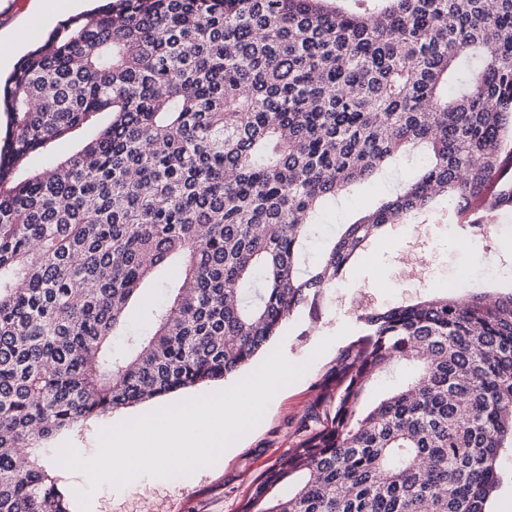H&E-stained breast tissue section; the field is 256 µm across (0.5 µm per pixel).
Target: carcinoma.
<instances>
[{"label":"carcinoma","instance_id":"cac0c4a2","mask_svg":"<svg viewBox=\"0 0 512 512\" xmlns=\"http://www.w3.org/2000/svg\"><path fill=\"white\" fill-rule=\"evenodd\" d=\"M0 82V512H71L34 448L238 373L390 224L512 212V0H104ZM75 150L54 157L61 140ZM320 261L309 228L415 149ZM42 157L46 165H31ZM168 301L148 293L172 267ZM148 308L151 330H128ZM327 426L242 512H485L512 292L362 308ZM124 337L121 350L112 338ZM414 371L369 401L394 365Z\"/></svg>","mask_w":512,"mask_h":512}]
</instances>
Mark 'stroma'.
I'll list each match as a JSON object with an SVG mask.
<instances>
[{
	"instance_id": "stroma-1",
	"label": "stroma",
	"mask_w": 512,
	"mask_h": 512,
	"mask_svg": "<svg viewBox=\"0 0 512 512\" xmlns=\"http://www.w3.org/2000/svg\"><path fill=\"white\" fill-rule=\"evenodd\" d=\"M58 16L46 14L40 0H0V41L13 40L24 32L26 41L15 42L9 58L0 61V74L9 75L20 58L40 43L56 26ZM413 173L404 161H392L376 184L344 195L331 205L321 224L315 226L306 247L307 261H317L325 240L339 225L347 224L370 209L379 195L394 192ZM493 251L484 240L462 243L449 234L452 219L447 204L417 218L412 224H395L374 239L363 258L352 263L337 288L320 299L314 311H299L286 324L277 342L295 363L309 362L301 379L283 388L270 402L261 422L238 439L234 449L214 466L189 476L157 479L143 476L124 488L105 485L95 494L91 512H240L254 484L277 461L321 429L336 401V363L340 353L355 339L359 324L354 311L359 304L389 306L436 293L438 286L464 279L466 284L500 292L499 276L483 272L486 264H512V215L496 216ZM417 251L424 261L405 265V252ZM350 334H341L342 326ZM335 341L319 359L310 354L327 336ZM72 444L82 455L94 453L97 430L93 420L62 430L41 442V461L55 465L58 448Z\"/></svg>"
}]
</instances>
